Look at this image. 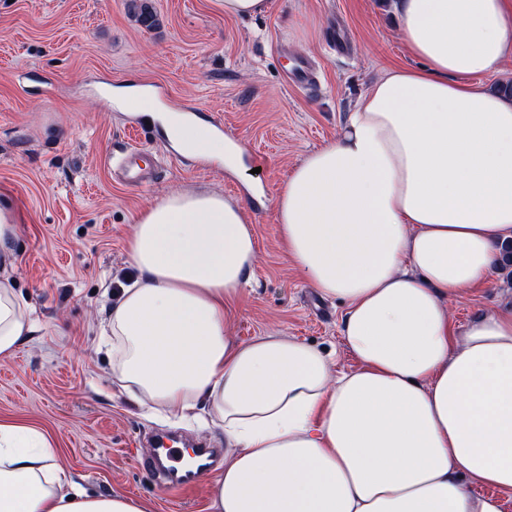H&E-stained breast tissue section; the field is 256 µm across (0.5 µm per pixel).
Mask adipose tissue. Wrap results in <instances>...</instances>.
Masks as SVG:
<instances>
[{
    "instance_id": "ef3b65f1",
    "label": "adipose tissue",
    "mask_w": 512,
    "mask_h": 512,
    "mask_svg": "<svg viewBox=\"0 0 512 512\" xmlns=\"http://www.w3.org/2000/svg\"><path fill=\"white\" fill-rule=\"evenodd\" d=\"M394 8L421 67L379 76L273 198L287 257L344 306L353 370L294 338L232 337L257 261L239 202L178 191L135 219L139 277L103 326L112 376L150 411L223 429L210 512H504L512 494V304L460 331L448 308L512 241V96L476 80L512 60V0ZM206 126L163 120L181 151L238 170L242 148ZM36 330L0 278V355ZM150 510L86 491L45 435L0 422V512Z\"/></svg>"
}]
</instances>
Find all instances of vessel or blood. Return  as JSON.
Returning a JSON list of instances; mask_svg holds the SVG:
<instances>
[{
  "mask_svg": "<svg viewBox=\"0 0 512 512\" xmlns=\"http://www.w3.org/2000/svg\"><path fill=\"white\" fill-rule=\"evenodd\" d=\"M154 172V167L143 164L139 148L132 147L125 151L116 174L124 183L142 184ZM217 457V449L202 444L195 450L194 462L186 463L181 440L173 435H165L158 439L151 453L141 455L140 465L160 486L187 491L199 485L205 474L213 468Z\"/></svg>",
  "mask_w": 512,
  "mask_h": 512,
  "instance_id": "b4317fda",
  "label": "vessel or blood"
}]
</instances>
